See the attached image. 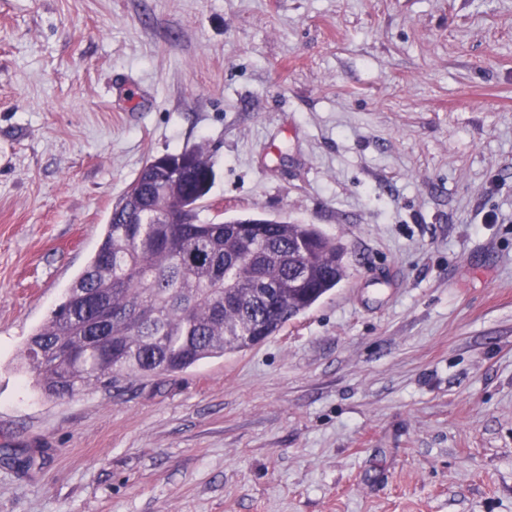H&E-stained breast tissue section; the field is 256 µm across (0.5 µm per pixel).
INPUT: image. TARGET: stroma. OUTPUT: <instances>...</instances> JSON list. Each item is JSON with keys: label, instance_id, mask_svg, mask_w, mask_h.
<instances>
[{"label": "stroma", "instance_id": "35a3bbf8", "mask_svg": "<svg viewBox=\"0 0 512 512\" xmlns=\"http://www.w3.org/2000/svg\"><path fill=\"white\" fill-rule=\"evenodd\" d=\"M349 276L260 345L49 399L26 339L146 161ZM0 512H512V0H0Z\"/></svg>", "mask_w": 512, "mask_h": 512}]
</instances>
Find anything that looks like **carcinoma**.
I'll use <instances>...</instances> for the list:
<instances>
[{
    "label": "carcinoma",
    "mask_w": 512,
    "mask_h": 512,
    "mask_svg": "<svg viewBox=\"0 0 512 512\" xmlns=\"http://www.w3.org/2000/svg\"><path fill=\"white\" fill-rule=\"evenodd\" d=\"M214 180L198 149L181 165L140 170L135 200L118 199L88 264L21 351L42 395L248 350L345 281L343 245L316 224L263 214L200 223Z\"/></svg>",
    "instance_id": "obj_1"
}]
</instances>
